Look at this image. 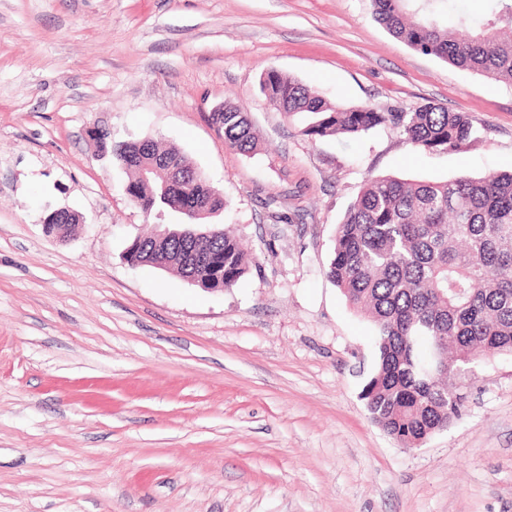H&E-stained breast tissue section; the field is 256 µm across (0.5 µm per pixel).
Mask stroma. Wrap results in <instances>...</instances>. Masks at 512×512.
Wrapping results in <instances>:
<instances>
[{
  "label": "stroma",
  "instance_id": "obj_1",
  "mask_svg": "<svg viewBox=\"0 0 512 512\" xmlns=\"http://www.w3.org/2000/svg\"><path fill=\"white\" fill-rule=\"evenodd\" d=\"M332 103L468 113L469 147L309 139L259 79ZM247 112L255 154L209 115ZM180 148L249 260L210 291L122 258L153 224L92 132ZM512 170V85L414 51L370 0H0V512H512V356L405 448L363 389L374 331L326 268L370 177ZM66 207L67 242L43 228Z\"/></svg>",
  "mask_w": 512,
  "mask_h": 512
}]
</instances>
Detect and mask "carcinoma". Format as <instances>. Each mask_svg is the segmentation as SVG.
<instances>
[{"instance_id": "obj_1", "label": "carcinoma", "mask_w": 512, "mask_h": 512, "mask_svg": "<svg viewBox=\"0 0 512 512\" xmlns=\"http://www.w3.org/2000/svg\"><path fill=\"white\" fill-rule=\"evenodd\" d=\"M457 0H371L376 19L395 37L423 54L512 84V0H490L484 19L472 25L457 15L465 38L439 24ZM262 93L290 119L303 118L302 135L361 136L391 125L428 151H458L475 140L465 112L434 103L410 112H382L371 106L332 104L297 79L277 70L264 74ZM218 136L242 154L256 148L247 115L224 105ZM112 156L132 177L127 187L146 213L194 199L210 201L208 215L195 220L217 231L200 246L224 264V287L245 275L248 261L237 239L209 217L224 209L206 177L175 147L152 141L112 144ZM165 158L189 179L162 191L163 177L142 179L141 169ZM77 218L48 225L63 238ZM174 239L158 247L153 235L130 243L132 259L143 265L166 262L185 278L192 270L180 260ZM327 277L375 329L376 367L364 387L372 421L404 448H415L458 421L476 355H512V172L478 178L411 182L393 176L369 179L336 229Z\"/></svg>"}]
</instances>
